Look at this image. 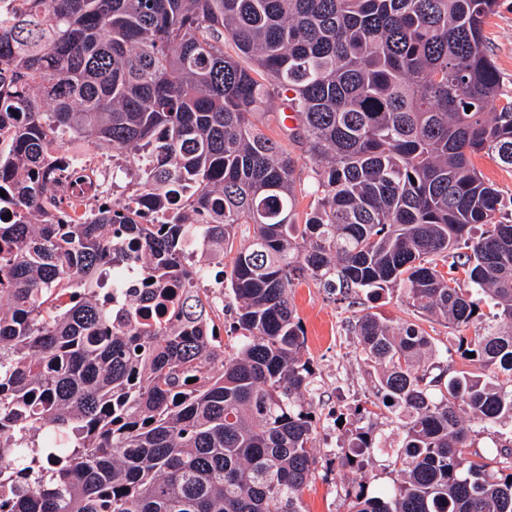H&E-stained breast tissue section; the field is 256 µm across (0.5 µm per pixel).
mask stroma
I'll list each match as a JSON object with an SVG mask.
<instances>
[{"label": "stroma", "mask_w": 512, "mask_h": 512, "mask_svg": "<svg viewBox=\"0 0 512 512\" xmlns=\"http://www.w3.org/2000/svg\"><path fill=\"white\" fill-rule=\"evenodd\" d=\"M484 35L504 87L512 90V0H498L485 21ZM292 301L305 330L304 356L315 368L316 389L305 403L319 419L316 470L303 492V512H347L346 492L356 479L364 476L371 485L381 486L394 477L391 461L384 456L372 457L361 473L339 463L343 440L336 420L354 405L370 404L376 377L374 368L361 358L352 323L367 312L394 322L417 323L433 337L443 363L456 369L467 368L468 363L457 349L456 330L418 314L401 290L387 291L374 302L362 292L345 297L307 281L293 288Z\"/></svg>", "instance_id": "stroma-1"}]
</instances>
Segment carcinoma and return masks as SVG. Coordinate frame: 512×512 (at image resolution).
I'll list each match as a JSON object with an SVG mask.
<instances>
[{
	"label": "carcinoma",
	"mask_w": 512,
	"mask_h": 512,
	"mask_svg": "<svg viewBox=\"0 0 512 512\" xmlns=\"http://www.w3.org/2000/svg\"><path fill=\"white\" fill-rule=\"evenodd\" d=\"M19 2L0 18V512H302L315 387L290 290L308 279L397 287L475 329L457 370L415 323L352 325L399 442L354 408L341 464L390 454L396 477L352 486L348 512H512V433L483 458L463 425L512 422V224L474 163L512 167V92L483 38L497 0ZM277 98L314 164L302 224L298 159L254 122ZM76 142L149 151L141 209L62 208L78 171L101 174ZM173 199V221L142 217ZM191 249L233 253L230 353ZM115 265L145 280L131 305L169 302L164 320L117 321Z\"/></svg>",
	"instance_id": "carcinoma-1"
}]
</instances>
